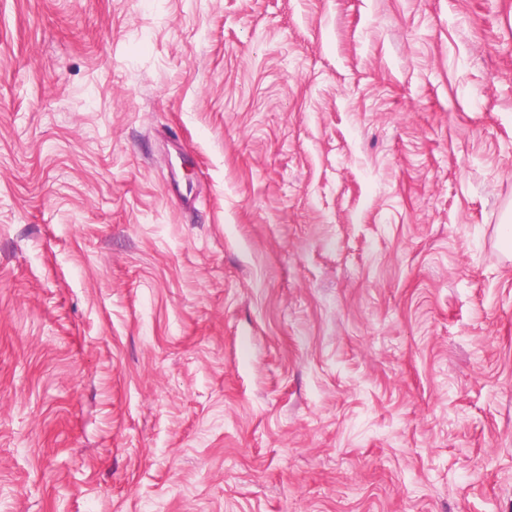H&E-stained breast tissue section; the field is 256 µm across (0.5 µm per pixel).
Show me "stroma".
Returning a JSON list of instances; mask_svg holds the SVG:
<instances>
[{
	"mask_svg": "<svg viewBox=\"0 0 512 512\" xmlns=\"http://www.w3.org/2000/svg\"><path fill=\"white\" fill-rule=\"evenodd\" d=\"M512 0H0V512H512Z\"/></svg>",
	"mask_w": 512,
	"mask_h": 512,
	"instance_id": "35a3bbf8",
	"label": "stroma"
}]
</instances>
